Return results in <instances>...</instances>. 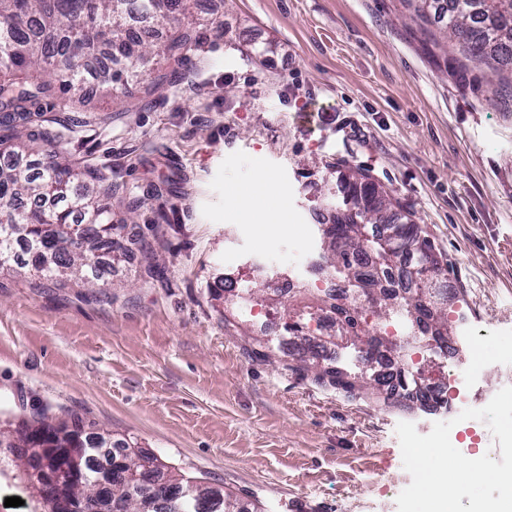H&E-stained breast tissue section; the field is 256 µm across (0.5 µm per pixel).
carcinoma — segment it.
<instances>
[{"instance_id":"carcinoma-1","label":"carcinoma","mask_w":512,"mask_h":512,"mask_svg":"<svg viewBox=\"0 0 512 512\" xmlns=\"http://www.w3.org/2000/svg\"><path fill=\"white\" fill-rule=\"evenodd\" d=\"M190 0H0V231L12 228L13 244L26 246L28 259L24 265L57 282L69 276L67 270L93 266L95 255L112 249V210L103 197L112 195V185L98 186L103 178L90 177L81 185L73 184L75 172L62 156L58 146L47 141V166L32 169L20 163L24 154L22 129L41 118V98L51 85L43 74L59 72L65 83L81 82L88 73V61L102 45L112 57L135 71L147 58L153 42L150 32L128 24L134 12L164 27L175 15L189 17ZM453 28L452 34L461 53L496 72L503 57L512 55V0H453L448 16L436 15L435 23ZM192 22L182 37L157 52L176 57L192 45ZM378 192V187L362 175L348 181L343 191ZM75 226V235L87 245L92 255L67 249L61 228ZM324 233L342 242L337 255L341 265L350 270L368 262L370 251L379 265H386L387 254L375 241L364 237L362 229L345 215ZM408 295L403 306L422 333L448 342V318L441 310L431 308L411 272L401 275ZM363 283L372 289L371 308L388 310L387 291L372 279L371 271L363 273ZM336 319L348 322L356 336L368 332L359 328L361 308L349 304L330 307ZM316 381L351 395L356 381L339 368L327 367ZM133 482L117 473L112 481V497L127 503V512H135L134 498L144 485L159 497L174 494L183 479L169 475L167 482L153 484L154 475L140 468ZM187 512H237L236 502L209 487L203 488Z\"/></svg>"}]
</instances>
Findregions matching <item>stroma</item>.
<instances>
[{
    "instance_id": "1",
    "label": "stroma",
    "mask_w": 512,
    "mask_h": 512,
    "mask_svg": "<svg viewBox=\"0 0 512 512\" xmlns=\"http://www.w3.org/2000/svg\"><path fill=\"white\" fill-rule=\"evenodd\" d=\"M203 21L178 65L108 90L51 77L39 136L78 175L112 181L111 255L89 285L0 270V426L40 411L79 416L236 499L242 512H424L428 448L485 451L512 472V103L492 73L408 0H195ZM361 169L418 225L450 290L460 352L413 343L406 372L444 379L485 362L472 388L490 406L463 424L447 410L376 403L352 341L328 346L369 394L317 384L262 315L315 322L316 278L281 295L241 281L242 260L300 243L345 211ZM289 189L284 231L234 206L259 173ZM30 465H0V512H49ZM17 496L22 506H5Z\"/></svg>"
}]
</instances>
